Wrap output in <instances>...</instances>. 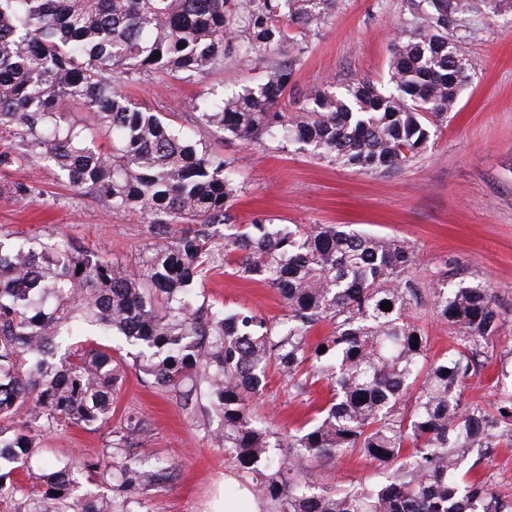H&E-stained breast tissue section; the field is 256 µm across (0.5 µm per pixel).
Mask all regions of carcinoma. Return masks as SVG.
Masks as SVG:
<instances>
[{"label": "carcinoma", "instance_id": "obj_1", "mask_svg": "<svg viewBox=\"0 0 512 512\" xmlns=\"http://www.w3.org/2000/svg\"><path fill=\"white\" fill-rule=\"evenodd\" d=\"M334 5L0 0V130L23 147L1 150L0 170L47 160L104 210L138 211L157 239L132 273L54 234L41 243L0 238V499L15 502V512H150L148 493L176 464L129 452L144 429L137 416L127 417L126 435L79 467L47 460L37 473L32 465L45 436L111 421L127 356L183 406L205 403L213 439L254 475V492L271 512H512V502L471 477L494 433L512 440V394L492 410L464 398L481 347L505 325L488 290L432 284L437 315L458 336L430 358L428 336L408 316L420 299L408 279L417 264L410 246L341 224L239 225L238 174L224 156L226 146L271 139L358 171L415 159L477 68L457 34L473 0H407L390 85L327 84L289 112L280 104L293 55L253 87L194 103L187 130L123 91L141 76L203 82L240 45L281 55L288 29L310 30ZM74 104L112 137V150L71 122ZM4 195L34 201L23 183L0 182ZM219 225L233 275L283 299L277 323L228 312L197 291L217 267L211 242ZM325 320L331 334L309 345ZM272 366L292 394L330 385L314 422L280 433L253 418ZM346 451L382 478L333 489L301 475L302 461Z\"/></svg>", "mask_w": 512, "mask_h": 512}]
</instances>
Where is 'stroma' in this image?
I'll use <instances>...</instances> for the list:
<instances>
[{
    "mask_svg": "<svg viewBox=\"0 0 512 512\" xmlns=\"http://www.w3.org/2000/svg\"><path fill=\"white\" fill-rule=\"evenodd\" d=\"M409 14L406 0H336V8L313 31L293 32L301 48L283 110L300 95L357 77L375 83L389 79L396 38ZM462 48L479 66L447 121L436 124L430 145L410 164L376 173L357 172L277 142L225 148L234 160L243 189L233 213L241 224L261 217L275 224H347L359 231L408 241L419 266L411 278L422 295L409 315L439 356L455 342L441 322L428 288L484 285L500 306L506 325L486 348L465 383L467 401L489 405L501 400L495 376L512 367V15L472 12L462 32ZM275 57L234 52L223 71L206 82L188 84L142 77L124 91L135 102L178 116V125L195 120L192 103L208 89L227 93L259 83ZM0 182H22L36 190L32 204L0 197V235L39 239L53 232L77 248H89L138 269L152 239L138 214L107 213L83 189L71 187L52 166L22 162L0 171ZM206 296L232 310H249L277 321L286 309L276 290L238 279L230 270H212ZM329 396L326 385L294 396L288 383L272 376L252 408L279 430L312 422ZM108 427L91 431L70 427L47 437L42 454L53 460L90 458L125 432L124 417L135 412L144 422L139 445L175 462L173 481L150 493V512H216L217 502L238 501L253 476L238 471L233 457L210 439L199 411L179 402L174 392L128 371ZM318 487H346L379 479L380 472L354 453L303 468ZM479 474L501 498L512 501V447L493 438Z\"/></svg>",
    "mask_w": 512,
    "mask_h": 512,
    "instance_id": "1",
    "label": "stroma"
}]
</instances>
